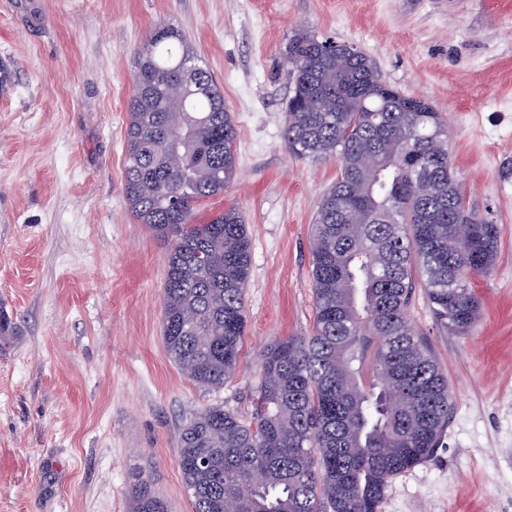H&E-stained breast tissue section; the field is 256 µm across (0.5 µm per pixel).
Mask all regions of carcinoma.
I'll list each match as a JSON object with an SVG mask.
<instances>
[{"instance_id": "carcinoma-1", "label": "carcinoma", "mask_w": 512, "mask_h": 512, "mask_svg": "<svg viewBox=\"0 0 512 512\" xmlns=\"http://www.w3.org/2000/svg\"><path fill=\"white\" fill-rule=\"evenodd\" d=\"M285 55L288 151L339 164L311 226L313 331L264 351L250 420L221 406L190 418L178 463L193 512H378L390 480L434 453L454 406L406 315L415 285L450 333L466 335L480 311L470 278L493 269L499 229L466 206L447 126L429 101L390 86L365 53L305 29ZM136 69L125 193L169 245L165 348L194 384L220 389L247 325L251 241L235 207L199 222L194 206L234 180L237 126L175 29H155ZM178 78L189 95L169 93ZM172 126L184 133L177 144ZM132 503L133 512H169L142 479Z\"/></svg>"}]
</instances>
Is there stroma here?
Listing matches in <instances>:
<instances>
[{
  "label": "stroma",
  "mask_w": 512,
  "mask_h": 512,
  "mask_svg": "<svg viewBox=\"0 0 512 512\" xmlns=\"http://www.w3.org/2000/svg\"><path fill=\"white\" fill-rule=\"evenodd\" d=\"M175 28L208 63L237 128V174L198 220L244 216L247 328L223 388L162 342L167 248L125 196L134 58ZM357 48L442 113L470 207L500 229L480 317L455 336L423 289L407 317L455 405L433 455L379 512H512V0H0V512H131L137 479L192 512L178 433L221 406L249 419L273 341L309 335V235L338 163L292 156L284 48L296 29Z\"/></svg>",
  "instance_id": "35a3bbf8"
}]
</instances>
